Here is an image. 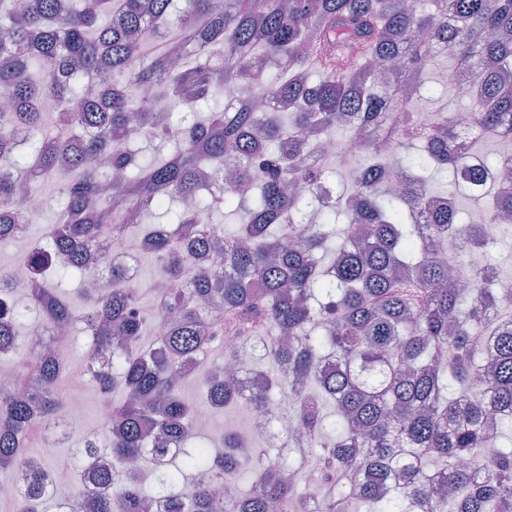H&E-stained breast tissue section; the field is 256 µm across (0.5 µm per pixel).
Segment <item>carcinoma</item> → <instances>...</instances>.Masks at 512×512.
Segmentation results:
<instances>
[{"label": "carcinoma", "mask_w": 512, "mask_h": 512, "mask_svg": "<svg viewBox=\"0 0 512 512\" xmlns=\"http://www.w3.org/2000/svg\"><path fill=\"white\" fill-rule=\"evenodd\" d=\"M0 0V90L11 108L0 111V130L28 132L29 151L0 134V243L23 237L29 220L9 207L19 183L41 182L69 168L60 182L57 224L44 235L52 248L29 250V275L41 279L0 316V353L17 345L34 322L73 330L83 325L90 346L110 359L106 369L89 367L86 379L110 408L103 438L106 465L91 473L98 512H288L297 474L311 466L321 487L307 512H512V448L487 445L512 424V322L491 327L486 315L497 302V268L471 273L472 288L447 285L448 264L440 240L461 230L471 245H494L487 227L512 214V187L490 182V172L512 164L501 153L490 166L465 169L466 157L429 66L446 55V78L456 86L468 72L474 81V112L482 129L472 144L491 138L512 141V0ZM188 43L179 67L169 47ZM44 72L35 79L31 65ZM271 94L297 100L290 112L258 114L224 96L231 83L261 81L268 70ZM152 87V98L139 90ZM191 105L181 116L162 103L164 91ZM60 105L54 128L45 129L42 104ZM132 112H161L141 135L161 145L181 146L166 160L149 161L137 140L124 136ZM430 115L423 130L414 114ZM362 121L368 136L363 158L348 169L349 186L326 197L316 188L331 181L333 168L311 166L301 154L310 136L331 137L342 119ZM107 156L127 184L109 193L111 175L89 165ZM236 159V179L202 184L205 161ZM408 174L409 187L393 191L392 168ZM487 199L482 223L461 227L456 205L460 170ZM295 177L307 185L285 195ZM195 211L224 213L229 224H198ZM158 212L167 224L143 231L150 254L165 275L158 300L175 318L160 325L140 305V295L122 288L126 270L114 266L110 283L81 290L80 314L47 286L76 275L85 280L106 240L125 241ZM347 224L343 242L327 246L334 225ZM303 246L281 245L289 237ZM224 242L216 264L183 270L181 251L194 253ZM222 287L214 290L211 281ZM275 376L252 407L273 404L274 380L294 394L295 431L282 447L298 463L271 458V444L245 448L237 433H224V447L242 459L227 461L196 440L193 410L181 399L179 377L188 359L220 355L204 364L205 401L213 411L239 404L222 376L227 337L261 339ZM495 337L485 386L473 374L480 365L475 337ZM336 357V372L322 361ZM40 387L36 396L0 386V475L13 477L31 430L55 419L62 399L56 382L65 366L31 357L20 364ZM335 405L322 413L323 401ZM152 453L156 492L141 490L133 470L115 463ZM251 465L253 488L232 505L215 499L211 487L225 470ZM27 489L20 512H44L45 461L25 463Z\"/></svg>", "instance_id": "cac0c4a2"}]
</instances>
